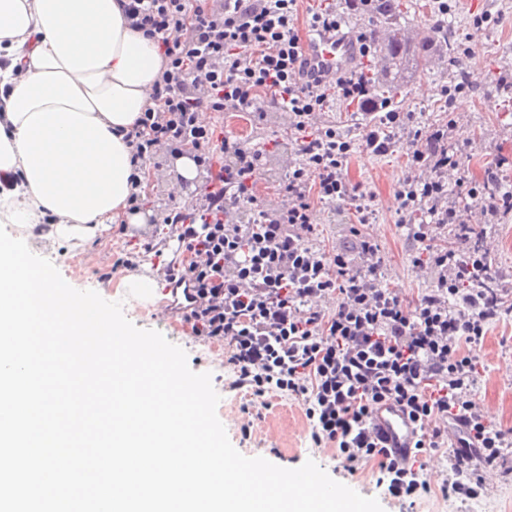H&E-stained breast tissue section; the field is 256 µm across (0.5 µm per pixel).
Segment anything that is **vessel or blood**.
<instances>
[{
    "label": "vessel or blood",
    "instance_id": "b4317fda",
    "mask_svg": "<svg viewBox=\"0 0 512 512\" xmlns=\"http://www.w3.org/2000/svg\"><path fill=\"white\" fill-rule=\"evenodd\" d=\"M311 67L322 76L335 78L360 71L365 63L350 34L342 31L312 33L304 45ZM376 424L390 448L407 453L412 441V427L396 407H382L376 415Z\"/></svg>",
    "mask_w": 512,
    "mask_h": 512
}]
</instances>
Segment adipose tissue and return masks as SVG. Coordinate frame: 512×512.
I'll return each mask as SVG.
<instances>
[{"label":"adipose tissue","instance_id":"1","mask_svg":"<svg viewBox=\"0 0 512 512\" xmlns=\"http://www.w3.org/2000/svg\"><path fill=\"white\" fill-rule=\"evenodd\" d=\"M155 40L129 27L118 0H0V192L13 237L55 217L41 255L82 249L97 230L143 223L130 212V150L119 134L149 102L164 65Z\"/></svg>","mask_w":512,"mask_h":512}]
</instances>
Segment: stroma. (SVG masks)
<instances>
[{
    "label": "stroma",
    "mask_w": 512,
    "mask_h": 512,
    "mask_svg": "<svg viewBox=\"0 0 512 512\" xmlns=\"http://www.w3.org/2000/svg\"><path fill=\"white\" fill-rule=\"evenodd\" d=\"M400 22L405 27L419 26L448 32L456 57H463L470 35H479L482 47L468 67L448 64L435 57L423 72L404 83L396 111L412 113L406 129L395 131L391 153L377 156L362 147L366 132L379 126V115L361 114L359 106L336 104L325 113V125L353 144L348 178L361 192L376 196L366 224L344 207L320 204L314 214V243L329 249L345 241L351 226L374 236L380 243L386 265L383 276L388 287L415 296L430 287L429 277L413 266L420 245L408 228L399 227L396 214L397 183L407 174V153L415 131L447 128L450 142L461 150L464 173L468 180L481 177L484 168L501 155L512 156V94H503L502 85L512 82V0H448L447 13H440L436 0H401ZM488 16V23L474 29L473 21ZM209 122L223 127L225 133L241 137L250 145L273 147L276 154L293 153L296 135L284 125L279 114L269 113L266 120H246L237 112L209 115ZM478 236L493 244L488 258L495 287L501 288L506 302L512 304V215L500 224H480ZM158 224H130L124 234H106L92 238L84 252L67 256L60 269L65 280L79 289H92L109 301H123L126 317L137 327L161 332L170 342L187 353L189 367L212 376V385L220 396L217 415L232 445L248 457L261 456L288 469L315 461L333 479L366 497L376 498L384 512H512V475L494 478L487 490L475 500L442 499L431 494L406 510L385 488L376 483L374 464L348 474L329 448L313 447L308 422L298 400L281 395L269 396V407L262 419L245 414L249 401L246 390L231 389L233 372L224 366L221 346L204 344L192 338L179 317L164 315L160 295L141 305L129 300L121 279L124 269L115 268L118 258L129 251V240L147 242L161 239ZM486 367L476 394V401L495 423L512 427V324L492 325L479 351Z\"/></svg>",
    "instance_id": "stroma-1"
}]
</instances>
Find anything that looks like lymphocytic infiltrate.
<instances>
[{"mask_svg": "<svg viewBox=\"0 0 512 512\" xmlns=\"http://www.w3.org/2000/svg\"><path fill=\"white\" fill-rule=\"evenodd\" d=\"M301 2L122 0L129 26L165 57L149 105L123 134L131 162L145 174L159 155L187 154L204 174L152 217L187 261L142 248L153 251L165 284L188 285L183 322L192 337L223 344L232 388H249L262 409L273 393L301 401L314 447L334 449L351 474L374 464L377 484L396 498H478L488 475L512 464V427L490 421L474 399L484 371L478 351L512 305L492 286L490 248L473 241L471 217L496 224L512 214V191L501 186L507 160L467 181L447 130L412 145L395 197L399 224L424 247L417 266L433 280L416 297L385 285L373 236L356 230L341 246L314 248L317 204L361 215L375 199L347 178L351 143L318 120L337 100L368 110L375 102L365 76L327 81L307 70ZM268 111L287 113L298 134L272 205L258 187L264 150L201 119ZM452 185L464 189L461 202L449 201ZM444 228L456 246L438 247ZM386 405L412 426L408 456L387 448L373 424ZM439 450L448 466L434 475L427 455Z\"/></svg>", "mask_w": 512, "mask_h": 512, "instance_id": "1", "label": "lymphocytic infiltrate"}]
</instances>
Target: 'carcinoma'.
<instances>
[{"instance_id":"obj_1","label":"carcinoma","mask_w":512,"mask_h":512,"mask_svg":"<svg viewBox=\"0 0 512 512\" xmlns=\"http://www.w3.org/2000/svg\"><path fill=\"white\" fill-rule=\"evenodd\" d=\"M365 10L380 17V25L363 33V39L375 46L384 59L381 80L376 92L381 102H394L400 88L398 82L405 76L424 67L429 60L430 44H410L406 29L399 22L400 9L397 0H373Z\"/></svg>"}]
</instances>
